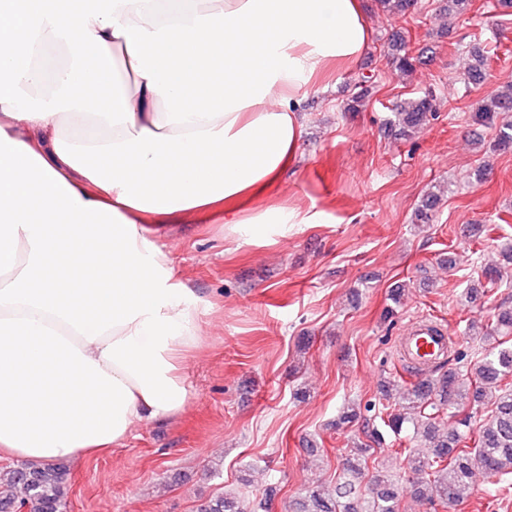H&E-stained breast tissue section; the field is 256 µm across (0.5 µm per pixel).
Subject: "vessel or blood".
<instances>
[{
  "label": "vessel or blood",
  "mask_w": 512,
  "mask_h": 512,
  "mask_svg": "<svg viewBox=\"0 0 512 512\" xmlns=\"http://www.w3.org/2000/svg\"><path fill=\"white\" fill-rule=\"evenodd\" d=\"M454 343L453 336L440 325L422 318L414 321L400 336L398 351L404 362L426 372L444 361Z\"/></svg>",
  "instance_id": "vessel-or-blood-1"
}]
</instances>
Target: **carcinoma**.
Here are the masks:
<instances>
[{
  "instance_id": "obj_1",
  "label": "carcinoma",
  "mask_w": 512,
  "mask_h": 512,
  "mask_svg": "<svg viewBox=\"0 0 512 512\" xmlns=\"http://www.w3.org/2000/svg\"><path fill=\"white\" fill-rule=\"evenodd\" d=\"M380 8L395 17L406 15L414 0H377ZM393 63L402 73L413 69L416 58L405 50V41L393 44ZM491 66L490 52L471 51V63L461 79L479 81ZM369 87L354 85L345 111L356 112L369 96ZM436 112V98L430 93L399 106L396 116L403 124L400 135L418 130ZM475 118L496 129L493 147L512 146V80L492 91L478 105ZM438 196L426 194L414 210V223L428 224ZM467 339L495 342L483 351L457 350L455 368L434 372L408 390L403 402L386 414L384 425L400 436L421 435L430 443V454L407 456L406 468L413 478V495L419 502L442 507L460 502L471 489L473 476L512 474V389L501 385L512 376V306L502 303L491 323L475 330L469 324ZM491 404L487 419L478 417V408ZM373 454L370 445L352 442L342 458V474L330 493L306 492L296 512H399L397 475L376 472L367 487L361 479ZM66 468L61 463L25 464L0 470V512H63ZM262 502L251 507L235 495H217L202 500L197 512H262Z\"/></svg>"
}]
</instances>
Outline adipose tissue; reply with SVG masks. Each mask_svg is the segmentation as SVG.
Segmentation results:
<instances>
[{
  "label": "adipose tissue",
  "mask_w": 512,
  "mask_h": 512,
  "mask_svg": "<svg viewBox=\"0 0 512 512\" xmlns=\"http://www.w3.org/2000/svg\"><path fill=\"white\" fill-rule=\"evenodd\" d=\"M371 39L361 0H0V459L76 460L185 409L211 306L160 229L309 223L272 202L300 104Z\"/></svg>",
  "instance_id": "1"
}]
</instances>
